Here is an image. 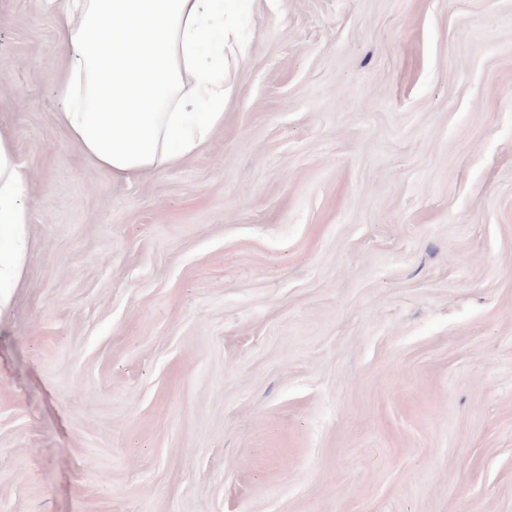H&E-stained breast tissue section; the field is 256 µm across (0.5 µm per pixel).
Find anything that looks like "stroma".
I'll return each instance as SVG.
<instances>
[{
  "label": "stroma",
  "mask_w": 512,
  "mask_h": 512,
  "mask_svg": "<svg viewBox=\"0 0 512 512\" xmlns=\"http://www.w3.org/2000/svg\"><path fill=\"white\" fill-rule=\"evenodd\" d=\"M240 32L223 125L115 181L59 121L52 14L0 0V512H512V0H245ZM28 192V177L16 162L11 135L0 129V303L3 288L19 280L26 259L30 215L23 201Z\"/></svg>",
  "instance_id": "1"
}]
</instances>
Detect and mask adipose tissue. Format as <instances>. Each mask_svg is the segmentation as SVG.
Segmentation results:
<instances>
[{
	"mask_svg": "<svg viewBox=\"0 0 512 512\" xmlns=\"http://www.w3.org/2000/svg\"><path fill=\"white\" fill-rule=\"evenodd\" d=\"M66 59L62 124L103 174L181 164L224 122V47L239 0H48ZM29 192L0 130V288L26 259Z\"/></svg>",
	"mask_w": 512,
	"mask_h": 512,
	"instance_id": "adipose-tissue-1",
	"label": "adipose tissue"
}]
</instances>
